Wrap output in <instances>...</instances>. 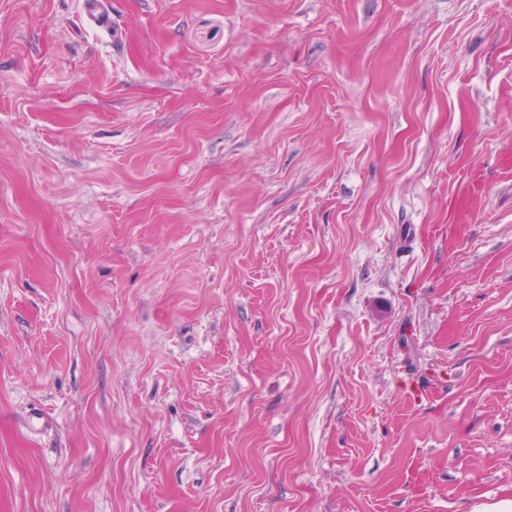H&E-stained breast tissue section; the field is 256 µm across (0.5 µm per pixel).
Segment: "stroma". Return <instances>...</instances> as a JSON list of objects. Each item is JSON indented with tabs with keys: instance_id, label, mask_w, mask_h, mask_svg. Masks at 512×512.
<instances>
[{
	"instance_id": "stroma-1",
	"label": "stroma",
	"mask_w": 512,
	"mask_h": 512,
	"mask_svg": "<svg viewBox=\"0 0 512 512\" xmlns=\"http://www.w3.org/2000/svg\"><path fill=\"white\" fill-rule=\"evenodd\" d=\"M512 498V0H0V512Z\"/></svg>"
}]
</instances>
